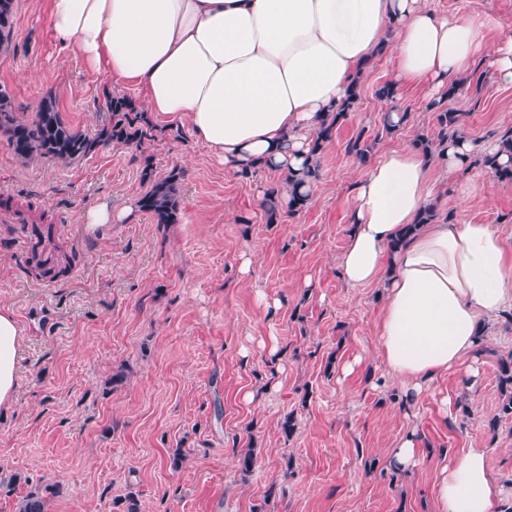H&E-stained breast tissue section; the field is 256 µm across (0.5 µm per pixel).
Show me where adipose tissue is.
<instances>
[{"label": "adipose tissue", "instance_id": "1", "mask_svg": "<svg viewBox=\"0 0 512 512\" xmlns=\"http://www.w3.org/2000/svg\"><path fill=\"white\" fill-rule=\"evenodd\" d=\"M47 19L108 82L142 91L149 112L238 172L302 174L315 132L386 53L397 82L436 100L480 56L512 84V37L489 39L499 21L429 0H47ZM430 167L393 148L362 170L338 257L348 286L381 288L377 353L409 394L461 365L474 386L484 324L512 306V260L490 225L420 223ZM21 344L0 304V407L16 398ZM499 495L485 449L438 472L437 512H493Z\"/></svg>", "mask_w": 512, "mask_h": 512}]
</instances>
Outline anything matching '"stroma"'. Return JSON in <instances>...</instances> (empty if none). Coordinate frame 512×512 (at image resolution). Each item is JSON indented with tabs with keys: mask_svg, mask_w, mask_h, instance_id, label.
I'll use <instances>...</instances> for the list:
<instances>
[{
	"mask_svg": "<svg viewBox=\"0 0 512 512\" xmlns=\"http://www.w3.org/2000/svg\"><path fill=\"white\" fill-rule=\"evenodd\" d=\"M433 5L497 18L512 35V0ZM46 7L14 0L0 89L23 119L50 98L68 125L93 131L109 119L105 83L55 37ZM476 68L483 80L465 84L460 105L471 140L485 145L512 132V84ZM393 80L391 56L379 57L320 157L319 189L273 224L263 202L281 175L225 169L153 115L141 146L112 143L69 164L17 158L0 135V304L22 336L17 397L0 409V512L56 482L64 490L48 512H122L129 495L140 512H436L435 472L464 448L485 449L502 489L494 512H512V418L488 427L512 316L490 327L474 387L452 370L409 400L376 353L380 288L338 275L363 168L347 142L364 136L375 158L437 127L424 90L378 97ZM392 108L408 119L388 133ZM146 167L158 178L182 171L177 223L139 211L84 230L82 209L138 202ZM430 179L437 219L490 225L512 255V182L436 164ZM36 246L64 275L38 276ZM410 433L418 462L399 471L391 454ZM248 448L257 462L246 474L238 458Z\"/></svg>",
	"mask_w": 512,
	"mask_h": 512,
	"instance_id": "stroma-1",
	"label": "stroma"
}]
</instances>
